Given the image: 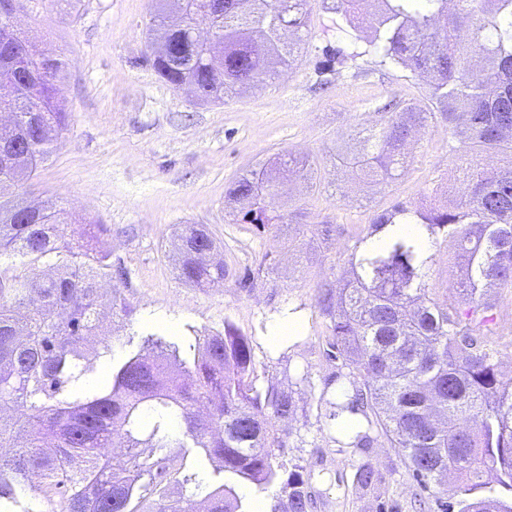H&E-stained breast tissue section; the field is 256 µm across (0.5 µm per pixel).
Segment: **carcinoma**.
I'll list each match as a JSON object with an SVG mask.
<instances>
[{
  "mask_svg": "<svg viewBox=\"0 0 512 512\" xmlns=\"http://www.w3.org/2000/svg\"><path fill=\"white\" fill-rule=\"evenodd\" d=\"M177 29L163 6L146 25L150 61L175 88L222 104L243 86L294 65L309 0H187ZM334 0L350 27L373 15L371 51L425 81L423 104L392 101L381 118L359 125L336 148L334 166L390 186L408 165L413 131L446 123L448 153L467 183L449 203L396 201L375 215L349 255L350 275L317 288L345 365L365 387L339 389L329 414L352 427L336 442L367 448L362 420L373 413L415 480L439 489L456 478L444 512H512V385L498 378L496 350L476 338L494 320L489 288H512V0ZM62 59L39 50L20 30L0 26L1 100L12 122L0 125V512H248L233 483L279 486L271 512H307L308 483L288 471V447L276 423L297 411L293 392L255 386L250 339L230 323L220 333L179 341L147 334L112 362L114 329L97 315L108 301L129 315L112 288L105 228L82 230L79 243L60 225L67 213L48 198L28 201L35 178L69 130L60 84ZM508 165L487 168L483 157ZM321 160L293 153L249 171L227 191L237 224L259 233L284 223L271 208L280 181L301 177L321 187ZM393 224L420 233L372 238ZM458 243L457 299L433 291L434 254L424 241ZM175 273L192 288H222L235 278L220 242L204 224H182ZM105 336L91 378L83 350ZM473 428L456 425L458 418ZM207 460V469L201 460ZM496 473L495 483L483 475Z\"/></svg>",
  "mask_w": 512,
  "mask_h": 512,
  "instance_id": "obj_1",
  "label": "carcinoma"
}]
</instances>
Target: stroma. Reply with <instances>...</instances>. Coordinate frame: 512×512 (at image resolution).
Listing matches in <instances>:
<instances>
[{
	"label": "stroma",
	"mask_w": 512,
	"mask_h": 512,
	"mask_svg": "<svg viewBox=\"0 0 512 512\" xmlns=\"http://www.w3.org/2000/svg\"><path fill=\"white\" fill-rule=\"evenodd\" d=\"M331 5L311 0L296 66L214 106L196 104L146 64V24L156 0H80L74 20L52 0H18L17 28L65 62L62 84L73 112L70 131L39 173V191L110 230L112 261L124 270L112 284L130 310L110 314L118 333L113 359L126 356L132 334L175 340L233 323L251 340L257 388L295 396L296 415L276 427L288 443V468L308 481L309 512H440L436 494L421 491L379 424L369 431L371 447L335 442L326 420L335 396L326 384L347 368L328 356L330 320L317 306L316 286L345 276L357 239L377 213L396 201H448L463 175L448 156L441 121L422 129L392 186L353 185L330 164L337 142L375 119L385 102L425 93L408 71L366 52L374 35L370 23L351 28ZM328 45L353 54L321 75L316 63ZM288 151L326 161L321 192L294 180L284 183L274 203L281 214L303 215V223L265 234L234 223L225 204L229 185ZM181 224L208 225L225 263L237 274L252 271L254 287L230 281L203 291L181 283L174 272ZM323 224L333 225L331 236L321 235ZM290 312L303 324L300 334L270 345L273 325ZM496 313L483 332L496 351L501 380L510 383L512 292L498 291ZM364 464L380 477L375 487L356 482Z\"/></svg>",
	"instance_id": "obj_1"
}]
</instances>
